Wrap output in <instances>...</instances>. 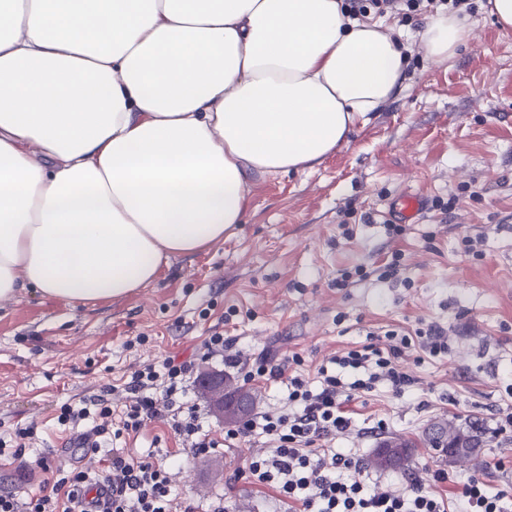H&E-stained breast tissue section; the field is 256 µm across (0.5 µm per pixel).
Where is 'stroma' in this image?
<instances>
[{
	"instance_id": "1",
	"label": "stroma",
	"mask_w": 512,
	"mask_h": 512,
	"mask_svg": "<svg viewBox=\"0 0 512 512\" xmlns=\"http://www.w3.org/2000/svg\"><path fill=\"white\" fill-rule=\"evenodd\" d=\"M474 4L469 39L445 64L420 46L427 17H384L409 45L401 91L313 169L253 184L242 224L223 242L172 257L156 281L127 297L70 307L26 289L0 302V437L38 421L45 447L69 466L81 452L70 444L72 430L55 423L61 403L117 383L143 362L199 353L218 325L244 356L291 350L314 367L379 327L435 322L452 338L450 357L413 366V393L380 389L353 401L362 432L334 445L367 463L378 442L369 428L386 420L390 434L415 440L410 468L427 480L449 466L425 444L427 428L470 419L484 432L471 468H489L494 487L512 498V474L492 468L512 458V434L494 433L492 423L512 377V29L498 25L488 0ZM409 192L427 206L389 238V206ZM437 200L451 202L449 214L435 210ZM394 259L397 273L383 276ZM358 267L364 276H355ZM345 270L352 279L336 287ZM232 306L236 315L222 323ZM423 399L429 407H420ZM116 445L169 464L182 453L160 422ZM241 463L240 448L223 447L174 479L188 497H223L228 512H283L272 491L245 479L227 486Z\"/></svg>"
}]
</instances>
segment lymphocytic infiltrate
<instances>
[{
  "mask_svg": "<svg viewBox=\"0 0 512 512\" xmlns=\"http://www.w3.org/2000/svg\"><path fill=\"white\" fill-rule=\"evenodd\" d=\"M468 8V0H345L349 16L374 10L391 12L407 20L434 12L437 7ZM381 342L350 348L320 365L309 377L299 353H265L245 361L235 350L236 339L212 330L203 342L201 355L185 360L165 358L131 373L121 387L108 384L80 405L62 404L59 425L94 419L91 431L78 435V447L103 453L98 473L78 466H57L49 452H41L35 464L45 475L38 493L22 496L0 493V512H224L223 500L203 506L180 495L168 468L154 453L125 454L103 449L108 438L138 435L149 423L162 421L182 440L184 462L234 446L247 438H263L266 449L253 452L235 473L260 487L275 490L288 512H511L506 493L492 486L484 471L467 477L444 469L433 472L431 482L409 475L380 486L365 482L362 462L349 451L333 449L331 443L354 434L356 425L348 416L349 401L385 388L401 396L418 380L402 366L415 361L444 357L452 350L451 339L438 325L430 324L407 333L389 329ZM219 357L235 369L243 383L276 382L286 391L277 407L259 413L216 438L202 425L199 404L188 400L186 391L201 365ZM123 390L125 402L113 410L115 390ZM442 483L454 492L439 491Z\"/></svg>",
  "mask_w": 512,
  "mask_h": 512,
  "instance_id": "f902f5d3",
  "label": "lymphocytic infiltrate"
}]
</instances>
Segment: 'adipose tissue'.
<instances>
[{
    "instance_id": "1",
    "label": "adipose tissue",
    "mask_w": 512,
    "mask_h": 512,
    "mask_svg": "<svg viewBox=\"0 0 512 512\" xmlns=\"http://www.w3.org/2000/svg\"><path fill=\"white\" fill-rule=\"evenodd\" d=\"M343 0H0V300L122 298L222 242L402 89L404 46ZM470 33L438 14L444 63Z\"/></svg>"
}]
</instances>
